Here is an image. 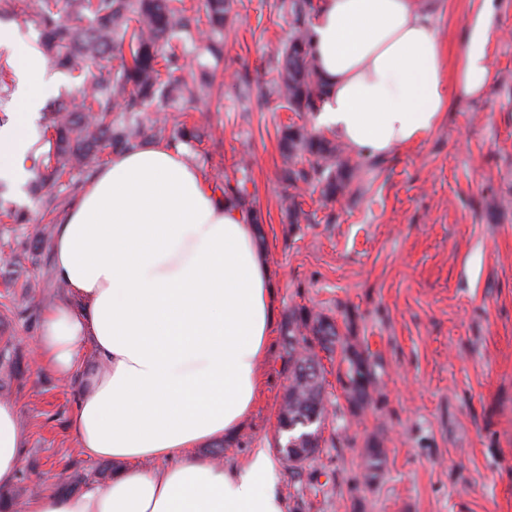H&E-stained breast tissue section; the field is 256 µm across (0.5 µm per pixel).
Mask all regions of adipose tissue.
Here are the masks:
<instances>
[{"label":"adipose tissue","instance_id":"1","mask_svg":"<svg viewBox=\"0 0 512 512\" xmlns=\"http://www.w3.org/2000/svg\"><path fill=\"white\" fill-rule=\"evenodd\" d=\"M431 0H321L312 50L329 93L317 128L358 156L423 141L452 96L491 79L489 12L471 22L456 79ZM22 74L0 126V180L24 181L46 63L0 27ZM52 274L68 301L42 311L41 360L78 379L69 426L85 457L124 467L73 495L42 493L11 512H288L276 464L257 448L222 465L199 448L238 434L264 378L277 318L274 275L249 215L213 192L183 152L157 143L113 154L59 218ZM92 349L95 369L77 370ZM26 433L0 401V489L18 474Z\"/></svg>","mask_w":512,"mask_h":512}]
</instances>
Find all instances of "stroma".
<instances>
[{"label":"stroma","mask_w":512,"mask_h":512,"mask_svg":"<svg viewBox=\"0 0 512 512\" xmlns=\"http://www.w3.org/2000/svg\"><path fill=\"white\" fill-rule=\"evenodd\" d=\"M436 24L456 67L463 34L483 0H439ZM488 45L492 80L482 96L451 100L425 140L382 160L354 159L341 195L302 191L308 220L288 221L281 132L314 127L312 113L268 98L276 72L269 46L288 36L280 0H234L224 28V57H189L193 81L209 64L221 85L204 111L171 119L201 124V141L183 146L206 181L246 179L263 217L259 245L275 274L278 323L307 306L332 317L341 335L369 353L377 389L351 413L337 361H325L334 414L322 453L302 483L277 461L288 512H512V0H494ZM22 222L0 216V295L12 311L0 336L20 349L17 371L0 381L27 431L18 477L59 488L73 466H89L68 428L75 382L40 360L35 339L43 309L63 301L51 252L33 257L45 214L29 186L0 189ZM40 294L29 297L27 283ZM255 409L224 441L225 463L257 448L274 450L288 385L282 332H275ZM380 442L378 479H362L365 450Z\"/></svg>","instance_id":"obj_1"}]
</instances>
